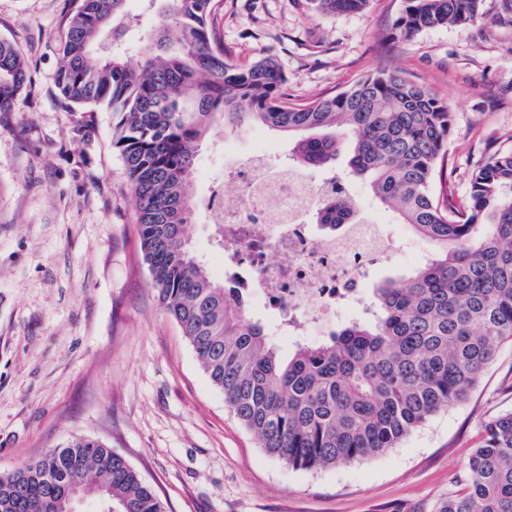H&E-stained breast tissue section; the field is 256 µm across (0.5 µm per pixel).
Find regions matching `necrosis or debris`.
<instances>
[{
    "label": "necrosis or debris",
    "instance_id": "obj_1",
    "mask_svg": "<svg viewBox=\"0 0 512 512\" xmlns=\"http://www.w3.org/2000/svg\"><path fill=\"white\" fill-rule=\"evenodd\" d=\"M265 160L255 156L228 180L246 191L247 206L225 213L224 272L241 287L260 288L281 323L302 331L333 322L338 311L359 298L370 268L387 258L393 241L378 224H350L336 236L317 234L303 213L323 194V178L262 177ZM287 254V264L272 267V252Z\"/></svg>",
    "mask_w": 512,
    "mask_h": 512
}]
</instances>
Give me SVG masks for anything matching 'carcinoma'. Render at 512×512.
I'll use <instances>...</instances> for the list:
<instances>
[{"label": "carcinoma", "instance_id": "obj_1", "mask_svg": "<svg viewBox=\"0 0 512 512\" xmlns=\"http://www.w3.org/2000/svg\"><path fill=\"white\" fill-rule=\"evenodd\" d=\"M483 0H404V34L482 18ZM220 0H148L146 30L126 0H76L60 48L55 85L80 108L120 115L112 132L133 188L140 247L165 311L176 321L224 404L270 456L315 470L395 447L439 411L467 400L502 343L512 340V151L472 175L466 206L433 192L448 163L453 115L429 87L389 71L306 105L288 103L286 77L270 56L232 61L212 31ZM324 14L368 0H308ZM146 47L129 63L127 34ZM28 80L18 47L0 39V112ZM262 125L299 135L294 171L333 167L344 140L347 171L367 176L431 253L409 276L372 289L371 314L336 326L284 357L249 314L248 293L214 279L187 247L198 150L212 132ZM310 209L339 233L362 224L347 178ZM466 488L438 512H512V409L483 424ZM100 512H165L155 490L100 440L65 445L0 475V512H73L74 496Z\"/></svg>", "mask_w": 512, "mask_h": 512}]
</instances>
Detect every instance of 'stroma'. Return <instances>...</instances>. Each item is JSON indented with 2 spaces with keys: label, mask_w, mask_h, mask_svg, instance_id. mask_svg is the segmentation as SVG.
I'll return each mask as SVG.
<instances>
[{
  "label": "stroma",
  "mask_w": 512,
  "mask_h": 512,
  "mask_svg": "<svg viewBox=\"0 0 512 512\" xmlns=\"http://www.w3.org/2000/svg\"><path fill=\"white\" fill-rule=\"evenodd\" d=\"M403 0L323 15L306 0H224L213 27L239 64L273 56L290 103L395 71L447 100L448 170L434 190L466 202L473 170L512 150V15L484 0V17L403 37ZM72 0H0V38L16 43L28 82L0 112V475L74 436L105 441L163 500L166 512H436L465 487L484 420L512 408V341L467 402L439 412L379 455L320 470L267 455L224 405L159 301L140 251L133 191L112 146L118 114L62 101L54 77ZM295 138L256 126L201 145L191 247L224 277L207 206L227 167L267 154L290 165ZM355 206L393 233L395 249L369 279L401 277L427 243L366 180Z\"/></svg>",
  "instance_id": "stroma-1"
}]
</instances>
